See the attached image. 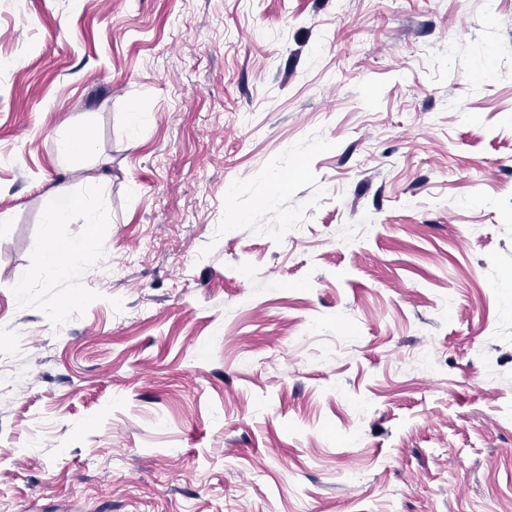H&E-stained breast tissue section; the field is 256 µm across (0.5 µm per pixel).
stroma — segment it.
Returning <instances> with one entry per match:
<instances>
[{
	"label": "stroma",
	"mask_w": 512,
	"mask_h": 512,
	"mask_svg": "<svg viewBox=\"0 0 512 512\" xmlns=\"http://www.w3.org/2000/svg\"><path fill=\"white\" fill-rule=\"evenodd\" d=\"M1 213L0 512H512V0H0ZM74 152L90 157L96 152V144L85 133L71 132L70 135L59 144V153L63 159H68ZM80 209L85 217V223H96L95 200L90 197L76 199L69 191L59 189L54 195L51 207L45 215V224L57 227L72 223L73 214ZM37 262L59 276L77 275L93 263L85 241L55 233L49 235Z\"/></svg>",
	"instance_id": "35a3bbf8"
}]
</instances>
